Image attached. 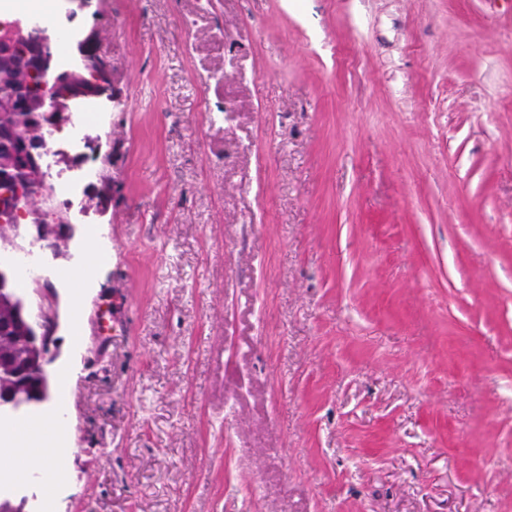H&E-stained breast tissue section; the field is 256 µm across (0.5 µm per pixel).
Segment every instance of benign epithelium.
I'll use <instances>...</instances> for the list:
<instances>
[{
  "label": "benign epithelium",
  "mask_w": 512,
  "mask_h": 512,
  "mask_svg": "<svg viewBox=\"0 0 512 512\" xmlns=\"http://www.w3.org/2000/svg\"><path fill=\"white\" fill-rule=\"evenodd\" d=\"M54 35L42 33L41 71L38 73V83L32 86L29 97L49 101V93L59 78L54 54ZM11 140L28 153L31 162L26 164L24 171H30L35 166L41 167L40 157L45 151L47 136L35 141L19 140L16 130H10ZM47 192L44 180L33 181L18 173L8 181L0 180V224L11 228L12 236L0 248V309L3 315L14 319L24 330L22 341L25 356L22 366L13 370L14 384L8 390H0V407L8 413L15 407L28 403L24 390L30 374L38 373L44 379V391H49L50 383L48 367L56 358L58 328V306L56 294L48 285L42 282L40 276H31V289L26 295L14 293L10 284L14 281L13 264L34 244L57 256L67 248L68 233L66 224H27L17 223L19 218H32L34 214L29 209L28 201L35 194ZM28 496L17 494L0 497V512H29Z\"/></svg>",
  "instance_id": "obj_1"
}]
</instances>
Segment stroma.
Returning a JSON list of instances; mask_svg holds the SVG:
<instances>
[{
	"instance_id": "obj_1",
	"label": "stroma",
	"mask_w": 512,
	"mask_h": 512,
	"mask_svg": "<svg viewBox=\"0 0 512 512\" xmlns=\"http://www.w3.org/2000/svg\"><path fill=\"white\" fill-rule=\"evenodd\" d=\"M71 157L49 512H512V0H55ZM109 157L113 187L96 186ZM108 256L80 315L57 270ZM79 341H72V334ZM42 26V25H41ZM40 45L42 47L41 71L38 75V83L33 85L28 98L48 103L49 93L59 78L54 54V35L51 30L42 26ZM79 53L86 61V69L72 76H63L61 82L56 85L54 96H69L75 89L82 88L86 94L101 96L111 91V82L108 78L107 65L102 52L101 39L94 33L88 34L79 44Z\"/></svg>"
}]
</instances>
